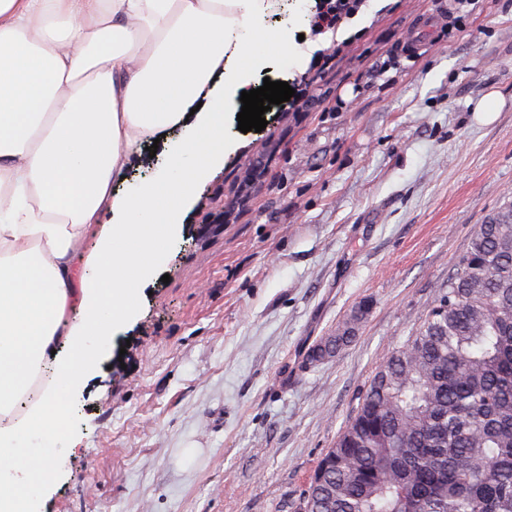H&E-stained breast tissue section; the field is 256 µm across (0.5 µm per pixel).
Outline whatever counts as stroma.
Wrapping results in <instances>:
<instances>
[{"mask_svg": "<svg viewBox=\"0 0 512 512\" xmlns=\"http://www.w3.org/2000/svg\"><path fill=\"white\" fill-rule=\"evenodd\" d=\"M442 0H377L307 31L306 69L344 105L285 101L239 134L143 285L139 308L69 394L57 476L33 512H294L382 361L401 347L489 213L512 200V0L472 32L422 33ZM502 102L491 122L477 102ZM335 356L309 352L361 301Z\"/></svg>", "mask_w": 512, "mask_h": 512, "instance_id": "1", "label": "stroma"}]
</instances>
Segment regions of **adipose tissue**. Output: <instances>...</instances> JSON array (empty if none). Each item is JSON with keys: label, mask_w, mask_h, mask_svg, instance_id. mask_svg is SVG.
<instances>
[{"label": "adipose tissue", "mask_w": 512, "mask_h": 512, "mask_svg": "<svg viewBox=\"0 0 512 512\" xmlns=\"http://www.w3.org/2000/svg\"><path fill=\"white\" fill-rule=\"evenodd\" d=\"M276 3L0 0V512H31L54 480L31 441L66 434L68 394L235 148L225 114L269 49L297 52L268 25ZM175 129L166 167L119 192L142 146Z\"/></svg>", "instance_id": "ef3b65f1"}]
</instances>
